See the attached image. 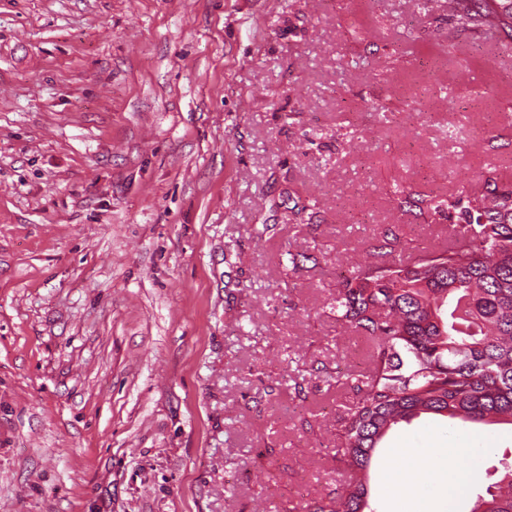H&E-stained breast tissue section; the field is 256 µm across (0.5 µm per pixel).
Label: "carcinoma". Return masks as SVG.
<instances>
[{"label": "carcinoma", "mask_w": 512, "mask_h": 512, "mask_svg": "<svg viewBox=\"0 0 512 512\" xmlns=\"http://www.w3.org/2000/svg\"><path fill=\"white\" fill-rule=\"evenodd\" d=\"M458 26L512 36V0H448ZM448 212L455 241L399 267H358L336 289V321L371 342L362 395L341 418L336 496L289 512H366L365 472L389 429L422 414L512 422V189L480 196H408ZM471 512H512V463Z\"/></svg>", "instance_id": "1"}]
</instances>
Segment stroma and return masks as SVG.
I'll use <instances>...</instances> for the list:
<instances>
[{
    "label": "stroma",
    "instance_id": "1",
    "mask_svg": "<svg viewBox=\"0 0 512 512\" xmlns=\"http://www.w3.org/2000/svg\"><path fill=\"white\" fill-rule=\"evenodd\" d=\"M494 186L512 38L448 0H0V512L335 496L369 367L339 277L450 242L396 190ZM431 442L456 473L488 449L453 512L512 461L510 424L421 416L378 449L373 512Z\"/></svg>",
    "mask_w": 512,
    "mask_h": 512
}]
</instances>
